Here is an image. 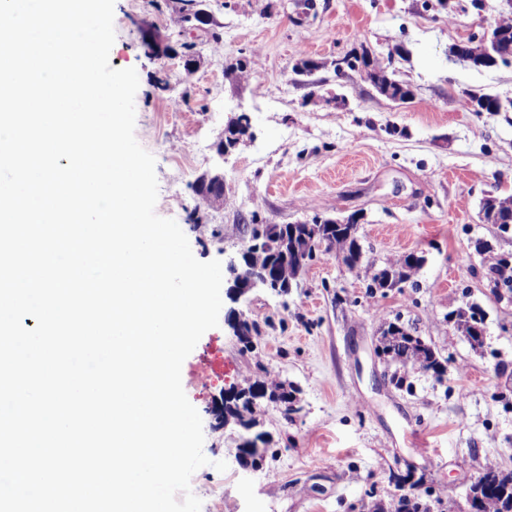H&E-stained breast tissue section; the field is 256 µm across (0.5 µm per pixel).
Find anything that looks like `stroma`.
I'll return each instance as SVG.
<instances>
[{
    "label": "stroma",
    "instance_id": "obj_1",
    "mask_svg": "<svg viewBox=\"0 0 512 512\" xmlns=\"http://www.w3.org/2000/svg\"><path fill=\"white\" fill-rule=\"evenodd\" d=\"M181 0H115L114 68H135V137L156 160V213L174 219L203 262H227L265 224L356 216L363 264L332 254L309 263L298 288L257 289L238 305L257 322L252 348L226 323L208 330L182 366L184 391L203 425L208 466L191 478L201 512H370L413 476L439 512H463L484 469H512V291L493 288L485 257L512 256V233L483 221L490 195L512 194V112H472L468 95L512 98V66L477 69L454 45L512 16L507 0H202L209 30L197 32L200 64L147 56L142 20L169 33ZM221 51H211V32ZM389 63L408 100L380 94L337 59ZM311 63L294 73L299 61ZM246 64L254 76L239 80ZM251 118L252 137L227 155L228 120ZM206 171L224 175L223 207L203 210ZM423 262L400 288L369 292L374 272L406 253ZM486 317L472 347L450 322L463 305ZM401 321L447 364L443 379L410 375L396 388L377 356L380 331ZM298 390L300 410L259 415L270 442L261 465L236 461L240 429L212 408L255 364ZM209 377L197 378L200 367ZM226 462L217 471L215 462Z\"/></svg>",
    "mask_w": 512,
    "mask_h": 512
}]
</instances>
